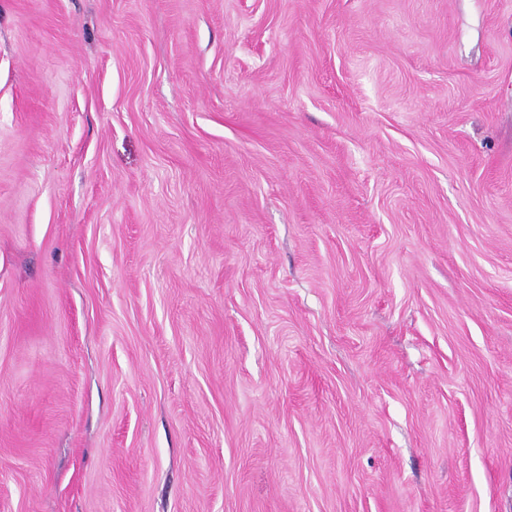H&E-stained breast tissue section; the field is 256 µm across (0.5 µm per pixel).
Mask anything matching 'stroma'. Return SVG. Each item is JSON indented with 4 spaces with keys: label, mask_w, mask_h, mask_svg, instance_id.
<instances>
[{
    "label": "stroma",
    "mask_w": 512,
    "mask_h": 512,
    "mask_svg": "<svg viewBox=\"0 0 512 512\" xmlns=\"http://www.w3.org/2000/svg\"><path fill=\"white\" fill-rule=\"evenodd\" d=\"M0 512H512V0H0Z\"/></svg>",
    "instance_id": "obj_1"
}]
</instances>
